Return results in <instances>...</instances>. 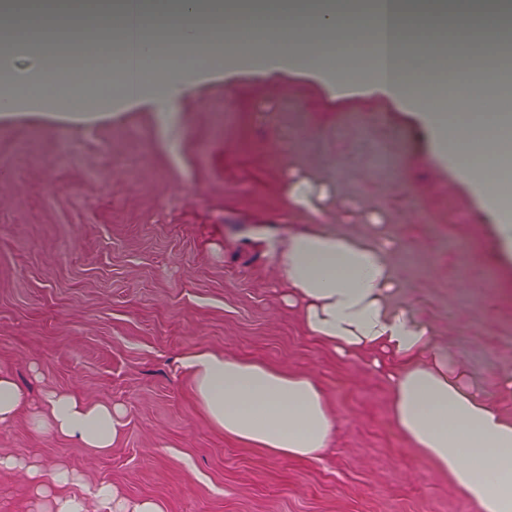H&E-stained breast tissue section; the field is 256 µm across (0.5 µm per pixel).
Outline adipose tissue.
<instances>
[{"label": "adipose tissue", "mask_w": 512, "mask_h": 512, "mask_svg": "<svg viewBox=\"0 0 512 512\" xmlns=\"http://www.w3.org/2000/svg\"><path fill=\"white\" fill-rule=\"evenodd\" d=\"M199 6L200 0H141L146 15L177 23L185 72L166 85L162 96L146 95L133 83L121 97H104L99 111L144 101L158 112L185 94L187 75L198 69L188 21ZM23 7L34 17L68 14L64 39L69 42L76 29L99 27L112 4L24 0ZM382 25V16H357L342 6L303 16L301 23L305 30L348 27L360 35ZM50 38L41 30L28 39L12 38L0 29V54L19 64L23 75L21 94L8 99L5 111H16L23 95L33 91L42 94L49 112L66 115L83 104L85 89L80 85L62 96L49 93L41 47ZM355 77L358 84L413 107L436 159L456 166L485 201L497 218L500 247L512 252V218L505 214L507 205L493 169L458 163L474 145L470 131L439 125L412 87L398 78L380 77L374 63H364ZM288 212L306 216L308 226L290 234L274 255L285 299L299 304L307 336L348 362L381 372L389 391L390 420L420 464L447 478L476 512H512V412L493 405L467 382L464 370L439 347L428 322L393 305L399 281L386 242L327 229L324 217L313 213L311 190L303 182L294 185ZM184 365L192 375L199 409L226 438L261 449L274 460H315L333 445L336 416L325 390L309 373L207 348L189 351ZM21 414L35 433L76 440L95 455L111 451L123 425L120 407L71 392L51 390L40 403H31L13 376L0 371V425ZM1 471L25 476L40 502L39 512H88L83 500L61 491L74 479L66 467L48 475L35 460L0 455Z\"/></svg>", "instance_id": "adipose-tissue-1"}]
</instances>
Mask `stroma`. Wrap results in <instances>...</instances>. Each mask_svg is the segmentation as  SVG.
<instances>
[{
	"instance_id": "1",
	"label": "stroma",
	"mask_w": 512,
	"mask_h": 512,
	"mask_svg": "<svg viewBox=\"0 0 512 512\" xmlns=\"http://www.w3.org/2000/svg\"><path fill=\"white\" fill-rule=\"evenodd\" d=\"M285 98L299 112L254 110ZM177 109L166 129L142 106L83 119L0 112V370L31 399L68 390L124 412L105 456L21 420L0 427V453L48 472L66 463L89 512L102 483L167 512H475L399 438L380 375L306 335L273 244L307 224L279 221L290 175L304 176L336 231L403 244L395 305L427 318L486 397L512 409V253L479 196L433 161L414 113L376 91L336 97L313 74L216 70ZM195 348L313 375L336 411L333 447L315 462L275 461L226 439L182 366ZM35 507L22 474L0 473V512Z\"/></svg>"
}]
</instances>
